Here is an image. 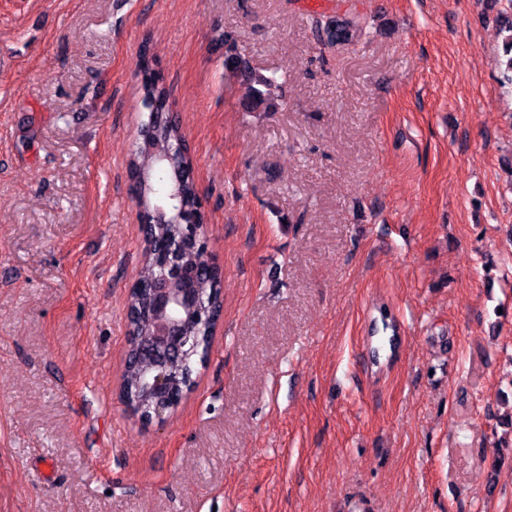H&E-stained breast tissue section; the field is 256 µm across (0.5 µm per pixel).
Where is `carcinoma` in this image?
Returning <instances> with one entry per match:
<instances>
[{
  "instance_id": "cac0c4a2",
  "label": "carcinoma",
  "mask_w": 512,
  "mask_h": 512,
  "mask_svg": "<svg viewBox=\"0 0 512 512\" xmlns=\"http://www.w3.org/2000/svg\"><path fill=\"white\" fill-rule=\"evenodd\" d=\"M498 33L502 38L503 74L512 82V0H506L497 16ZM351 28L350 40L346 46L355 45L366 38V20L356 14L344 21ZM336 21L329 18H317L312 22L316 39L325 46H330L332 30ZM138 68L142 71L139 78V89L143 109L148 112V120L142 127L148 129L160 142L174 144L184 140L182 127L177 113L172 111L170 93L164 82L155 77L152 67L139 59ZM224 68L239 78L247 86L246 109L256 112L267 110L282 96L281 84L275 75H265L253 69L241 58L226 56ZM129 170L145 172V178L138 182L133 190L139 208L147 214L154 212L157 202L173 192L177 195L176 211L167 214L158 223L148 225L147 232L153 243L180 241L184 244L181 254L182 264L194 273V288L201 300L198 309L187 312L190 342L181 353L172 358L167 370L172 378L171 395L163 398L154 391L144 387V373L157 370L153 359L143 355L145 345L143 336L147 334L148 324L138 315V310L145 302V294L139 288L128 291L126 308L128 309L126 336L128 347L126 364L121 385V398L131 411L141 417L154 412L157 405L172 406L174 398L186 393L193 384V374L197 361L204 359L209 350L207 330L211 321L216 319L223 309L222 276L214 270L211 260L206 258L204 245L192 239L188 218L199 224L205 223L201 199L193 169L185 161L176 156L165 162L154 157L136 152L129 162ZM160 272L156 255L145 253V261L139 273V284H149ZM379 321L384 336L380 337L379 345L373 349V357L381 358V352L394 351L397 337L387 335L393 328L391 315L384 307L379 308Z\"/></svg>"
}]
</instances>
